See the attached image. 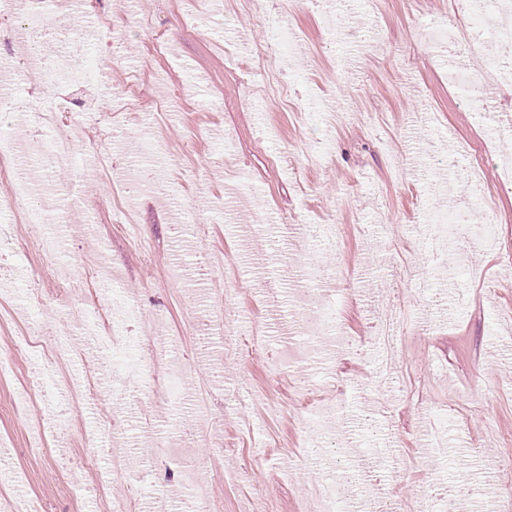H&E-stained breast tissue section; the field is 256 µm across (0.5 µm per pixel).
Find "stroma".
<instances>
[{
  "mask_svg": "<svg viewBox=\"0 0 512 512\" xmlns=\"http://www.w3.org/2000/svg\"><path fill=\"white\" fill-rule=\"evenodd\" d=\"M271 17L291 28L298 46L244 72L226 62L269 46ZM106 30L97 49L105 80L93 91L55 89L79 147L72 165L43 177L36 195L53 194L65 221L45 225L64 238L55 259L33 246L24 216L0 214V493L37 500L40 512H153L167 493L173 512L204 493L210 512H314L317 474L375 463L380 449L401 451L379 471L382 490L400 512H413L436 482L478 488L465 512H500L512 502V191L498 190L503 153L512 143L492 130L512 120V85L476 104L448 81L452 50L416 42V32L463 25L452 0H86L71 20L80 39L88 21ZM83 104L80 112L71 103ZM328 112L346 114L339 126ZM117 131L108 168L86 151ZM483 166L494 197L496 234L430 251L424 211L455 201L482 220L470 170ZM146 166L144 187L126 217L110 197L128 168ZM195 230L175 236L181 209ZM336 224L340 245L321 249L329 276L302 277L311 257L303 240ZM78 265L68 286L51 265ZM133 297L132 335L142 344L81 358L73 373L100 393L58 413L48 391L21 401L35 370L48 363L37 347L13 346L29 324L75 339L68 310L102 312L109 294L98 280ZM319 298L332 310L347 345L321 352L317 335L288 332L296 301ZM393 310L404 341L394 388L375 374V313ZM263 331L255 340L254 331ZM167 349L182 359L186 395L155 391L153 362ZM127 364L137 389L114 401L113 357ZM209 389L208 409L189 398ZM343 397L351 422L319 432L322 407ZM129 430L112 431L113 407ZM62 441L36 446L56 415ZM440 424L448 455L423 452L425 426ZM113 446H133L125 478L95 490L97 467L84 458L88 427ZM164 433L171 450L142 456ZM504 460L491 470L487 463ZM194 469L200 485L182 473Z\"/></svg>",
  "mask_w": 512,
  "mask_h": 512,
  "instance_id": "obj_1",
  "label": "stroma"
}]
</instances>
